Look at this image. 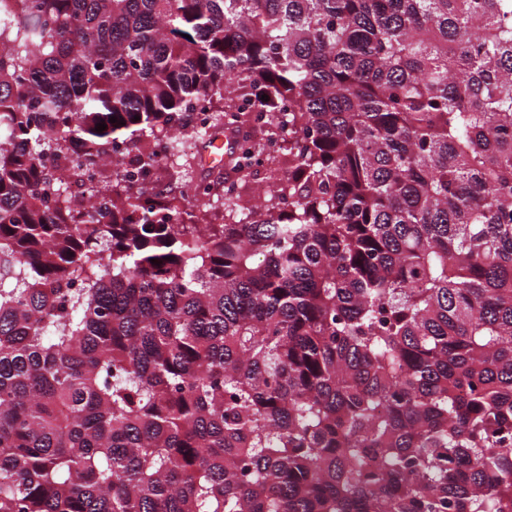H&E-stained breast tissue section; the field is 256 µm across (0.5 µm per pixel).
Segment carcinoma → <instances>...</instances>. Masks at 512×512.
<instances>
[{
	"label": "carcinoma",
	"instance_id": "cac0c4a2",
	"mask_svg": "<svg viewBox=\"0 0 512 512\" xmlns=\"http://www.w3.org/2000/svg\"><path fill=\"white\" fill-rule=\"evenodd\" d=\"M17 2L0 512H512V0ZM209 145H203L199 140H196L192 151L188 153L189 155H198L202 157V166L201 168L194 166L193 172L190 174L191 176H194L195 181H199L201 178H208L210 180L221 178L224 180V177H228L232 179L234 177V174L230 171V168L224 166V160L223 163L220 165H207L205 164L203 160V155L206 147Z\"/></svg>",
	"mask_w": 512,
	"mask_h": 512
}]
</instances>
